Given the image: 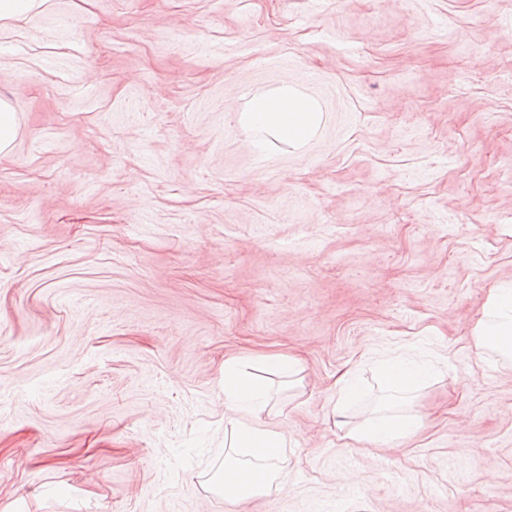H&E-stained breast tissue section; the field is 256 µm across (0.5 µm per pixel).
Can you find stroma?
<instances>
[{
	"label": "stroma",
	"instance_id": "35a3bbf8",
	"mask_svg": "<svg viewBox=\"0 0 512 512\" xmlns=\"http://www.w3.org/2000/svg\"><path fill=\"white\" fill-rule=\"evenodd\" d=\"M512 0H44L0 24V512H512ZM265 59L277 60L273 69ZM297 85L303 148L249 99ZM438 375L391 446L375 362ZM295 354L284 487L217 490L224 361ZM362 398L333 408L345 369ZM275 96H254L241 113L240 122L249 129L271 136L274 141L294 149L304 146L322 121L318 102L299 88L285 86ZM18 126L15 112L5 101H0V152H5L15 140ZM473 340L478 354L492 352L512 358V284L491 291L475 325Z\"/></svg>",
	"mask_w": 512,
	"mask_h": 512
}]
</instances>
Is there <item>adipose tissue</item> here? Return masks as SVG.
<instances>
[{
	"mask_svg": "<svg viewBox=\"0 0 512 512\" xmlns=\"http://www.w3.org/2000/svg\"><path fill=\"white\" fill-rule=\"evenodd\" d=\"M240 121L247 128L263 132V139L256 142L258 150H266L271 140L297 149L316 133L322 112L315 99L299 88L285 86L274 96H254ZM473 340L478 353L512 358V284L491 291ZM259 363L260 371L254 372L238 359L224 362L225 440L234 448L237 460L226 465L218 490L236 500L271 487L278 476L280 450L288 445L282 433L258 423L257 417L272 398L273 378L294 375L299 361L289 355H268L260 357ZM378 373L391 403L385 412L351 428L350 437L358 442L387 444L414 436L422 427V417L411 404L415 393L431 378V364L397 355L379 360Z\"/></svg>",
	"mask_w": 512,
	"mask_h": 512,
	"instance_id": "ef3b65f1",
	"label": "adipose tissue"
}]
</instances>
